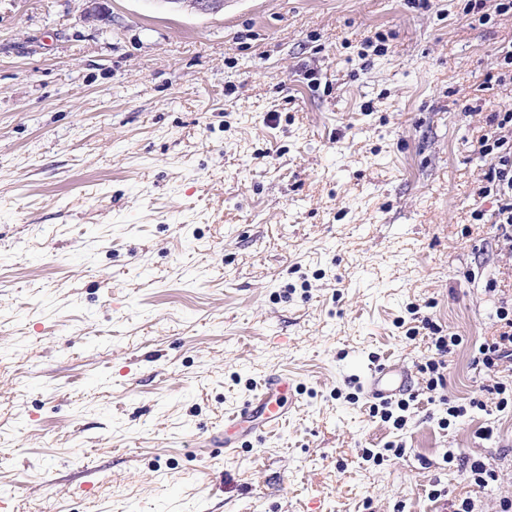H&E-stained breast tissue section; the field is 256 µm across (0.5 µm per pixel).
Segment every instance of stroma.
Wrapping results in <instances>:
<instances>
[{"instance_id": "1", "label": "stroma", "mask_w": 512, "mask_h": 512, "mask_svg": "<svg viewBox=\"0 0 512 512\" xmlns=\"http://www.w3.org/2000/svg\"><path fill=\"white\" fill-rule=\"evenodd\" d=\"M224 3L109 0L93 25L84 0H0V501L500 512L512 409L491 388L512 372L473 358L512 304V242L479 192L512 16ZM425 319L462 339L433 392ZM381 364L412 374L401 430L358 381ZM275 373L287 423L202 447ZM476 460L498 481L470 485Z\"/></svg>"}]
</instances>
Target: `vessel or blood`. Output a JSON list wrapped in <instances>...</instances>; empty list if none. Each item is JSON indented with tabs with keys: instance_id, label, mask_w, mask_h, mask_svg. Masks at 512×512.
<instances>
[{
	"instance_id": "b4317fda",
	"label": "vessel or blood",
	"mask_w": 512,
	"mask_h": 512,
	"mask_svg": "<svg viewBox=\"0 0 512 512\" xmlns=\"http://www.w3.org/2000/svg\"><path fill=\"white\" fill-rule=\"evenodd\" d=\"M411 386V373L395 364L377 367L365 379L370 395L380 400L409 391ZM291 390L292 383L287 376L275 374L266 377L253 396L225 416L224 429L211 435L210 446L233 451L241 445L243 438L260 435L282 425L288 419L284 398Z\"/></svg>"
}]
</instances>
